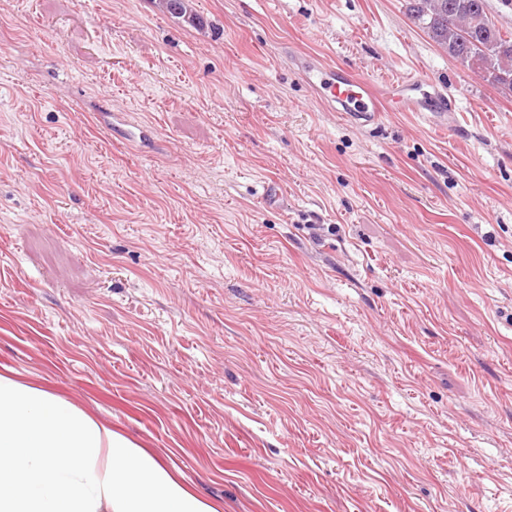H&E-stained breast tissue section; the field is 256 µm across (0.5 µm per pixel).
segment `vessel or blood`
Instances as JSON below:
<instances>
[{
	"instance_id": "vessel-or-blood-1",
	"label": "vessel or blood",
	"mask_w": 512,
	"mask_h": 512,
	"mask_svg": "<svg viewBox=\"0 0 512 512\" xmlns=\"http://www.w3.org/2000/svg\"><path fill=\"white\" fill-rule=\"evenodd\" d=\"M298 69L318 95L334 112L346 113L353 123L368 127L377 124L379 115L389 107L401 112L428 113L439 128L448 124L455 103L441 92L422 93L419 81L407 79L376 85L356 71L325 66L312 56L300 58Z\"/></svg>"
}]
</instances>
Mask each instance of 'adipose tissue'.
Returning a JSON list of instances; mask_svg holds the SVG:
<instances>
[{"instance_id":"1","label":"adipose tissue","mask_w":512,"mask_h":512,"mask_svg":"<svg viewBox=\"0 0 512 512\" xmlns=\"http://www.w3.org/2000/svg\"><path fill=\"white\" fill-rule=\"evenodd\" d=\"M0 512H218L76 405L0 374Z\"/></svg>"}]
</instances>
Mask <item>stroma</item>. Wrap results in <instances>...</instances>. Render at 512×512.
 <instances>
[{
	"label": "stroma",
	"mask_w": 512,
	"mask_h": 512,
	"mask_svg": "<svg viewBox=\"0 0 512 512\" xmlns=\"http://www.w3.org/2000/svg\"><path fill=\"white\" fill-rule=\"evenodd\" d=\"M189 6L0 0V374L221 512H512V93L409 0ZM298 69L333 112H346L353 123L368 127L378 123L380 112H430L431 123L439 128L448 126V113L455 103L439 90L420 94L422 82L397 80L376 85L355 70L343 71L325 66L312 56L298 58Z\"/></svg>",
	"instance_id": "35a3bbf8"
}]
</instances>
